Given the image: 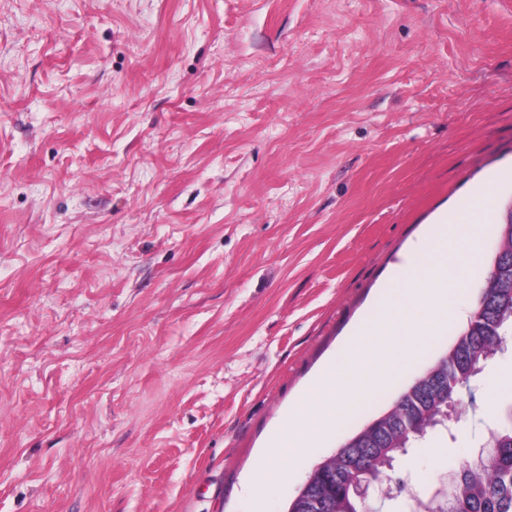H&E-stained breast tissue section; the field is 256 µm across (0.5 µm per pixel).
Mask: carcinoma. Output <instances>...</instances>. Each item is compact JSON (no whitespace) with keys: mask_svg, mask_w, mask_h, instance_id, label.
<instances>
[{"mask_svg":"<svg viewBox=\"0 0 512 512\" xmlns=\"http://www.w3.org/2000/svg\"><path fill=\"white\" fill-rule=\"evenodd\" d=\"M512 336V210L501 224L500 241L483 276L466 324L455 340L420 376L405 385L388 406L317 463L291 501L288 512H367L355 488L378 475L393 480L398 457L429 435L453 434L442 413L456 408L474 379L493 360L495 337ZM500 452L479 462L464 460L448 496L441 488L409 497L408 482L396 484L406 512H512V421L496 431Z\"/></svg>","mask_w":512,"mask_h":512,"instance_id":"carcinoma-1","label":"carcinoma"}]
</instances>
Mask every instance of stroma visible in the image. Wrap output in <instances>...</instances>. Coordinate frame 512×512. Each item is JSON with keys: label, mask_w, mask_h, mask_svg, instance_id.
Returning a JSON list of instances; mask_svg holds the SVG:
<instances>
[{"label": "stroma", "mask_w": 512, "mask_h": 512, "mask_svg": "<svg viewBox=\"0 0 512 512\" xmlns=\"http://www.w3.org/2000/svg\"><path fill=\"white\" fill-rule=\"evenodd\" d=\"M485 194L488 257L512 0H0V512H287L393 392L297 455L270 439ZM510 407L512 352L397 475L434 486ZM283 478V474L268 466H259L251 474L249 481V493L255 500L263 497L268 485L279 481Z\"/></svg>", "instance_id": "stroma-1"}]
</instances>
